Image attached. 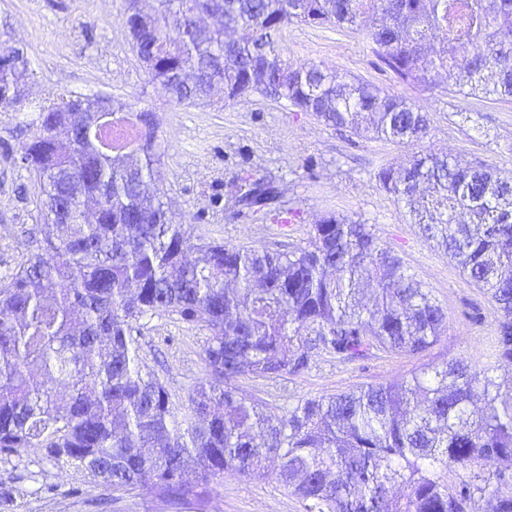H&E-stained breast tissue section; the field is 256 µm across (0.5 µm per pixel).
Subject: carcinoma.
<instances>
[{
	"instance_id": "cac0c4a2",
	"label": "carcinoma",
	"mask_w": 512,
	"mask_h": 512,
	"mask_svg": "<svg viewBox=\"0 0 512 512\" xmlns=\"http://www.w3.org/2000/svg\"><path fill=\"white\" fill-rule=\"evenodd\" d=\"M127 13L157 51L151 80L179 105L216 87L286 101L323 124L412 143L426 110L405 97L312 62L294 67L277 36L293 23L363 35L400 81L436 88L453 71L462 98L512 100V0H223L224 25L185 24L210 0H155ZM28 61L0 51V112L38 113L20 163L36 177L41 214L66 235H32L30 257L0 280V459L31 450L86 471L110 491L138 487L182 512L209 502L226 471L277 480L304 512H512V180L449 155L421 153L377 178L411 223L436 241L494 304L491 361L463 358L398 381L311 398L266 415L232 382L298 374L312 351L345 360L418 354L447 328L437 298L359 220L331 215L291 251L194 243L167 216L158 188L159 120L106 99L112 132L136 127L133 147L103 138L95 98L56 95L25 106ZM233 205L258 210L278 191L245 182ZM176 315L210 331L207 378L177 418L163 383L141 372L133 322ZM453 472L459 482L444 481Z\"/></svg>"
}]
</instances>
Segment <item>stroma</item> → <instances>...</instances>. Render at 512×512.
Returning a JSON list of instances; mask_svg holds the SVG:
<instances>
[{
  "mask_svg": "<svg viewBox=\"0 0 512 512\" xmlns=\"http://www.w3.org/2000/svg\"><path fill=\"white\" fill-rule=\"evenodd\" d=\"M126 15L125 0H0V49L23 51L30 70L24 92L30 98L103 95L155 112L163 151L158 187L172 223L184 225L191 239L287 251L305 244L324 217L362 220L448 314L445 333L422 353L379 352L348 362L320 351L297 375L238 376L234 384L243 396L279 417L298 401L386 384L455 358L484 362L494 333L492 302L410 224L376 174L413 154L433 152L464 164L486 163L512 177V101L460 100L451 93L459 81L455 74L435 90L399 83L358 35L295 23L279 39L289 63L320 62L423 105L428 137L407 146L356 136L256 94L228 102L219 90L211 103L179 105L151 82L131 51ZM32 119L29 112H0L2 279L27 260L29 232L44 227L37 185L18 161L32 135ZM247 174L276 186L280 199L271 208H245L229 217L224 203L233 184ZM132 336L143 371L163 382L176 408L187 409L192 390L207 376L208 331L171 315H148ZM266 466L260 480L225 472L207 512H302L276 478L277 460ZM0 483L13 495L0 512H101L96 500L102 486L86 472L35 451L0 460Z\"/></svg>",
  "mask_w": 512,
  "mask_h": 512,
  "instance_id": "stroma-1",
  "label": "stroma"
}]
</instances>
